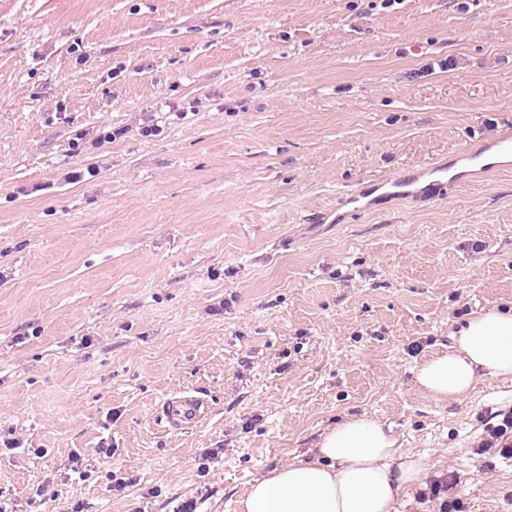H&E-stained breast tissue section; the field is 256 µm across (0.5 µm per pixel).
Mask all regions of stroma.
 <instances>
[{"mask_svg": "<svg viewBox=\"0 0 512 512\" xmlns=\"http://www.w3.org/2000/svg\"><path fill=\"white\" fill-rule=\"evenodd\" d=\"M506 134L512 0H0V501L235 512L366 413L512 512V457L475 450L512 380L415 384L512 307V156L353 201ZM183 392L210 413L172 431ZM423 175L429 178L424 183L419 179H400L392 183L391 188L385 192L393 198H434L448 185V168L445 165H432Z\"/></svg>", "mask_w": 512, "mask_h": 512, "instance_id": "35a3bbf8", "label": "stroma"}]
</instances>
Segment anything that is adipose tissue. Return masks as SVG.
I'll use <instances>...</instances> for the list:
<instances>
[{
	"mask_svg": "<svg viewBox=\"0 0 512 512\" xmlns=\"http://www.w3.org/2000/svg\"><path fill=\"white\" fill-rule=\"evenodd\" d=\"M487 376L512 380V309L473 314L453 347L419 366L416 385L432 397L458 400ZM428 471L423 458L401 451L390 427L352 415L326 429L312 458L255 478L237 512H396Z\"/></svg>",
	"mask_w": 512,
	"mask_h": 512,
	"instance_id": "1",
	"label": "adipose tissue"
}]
</instances>
